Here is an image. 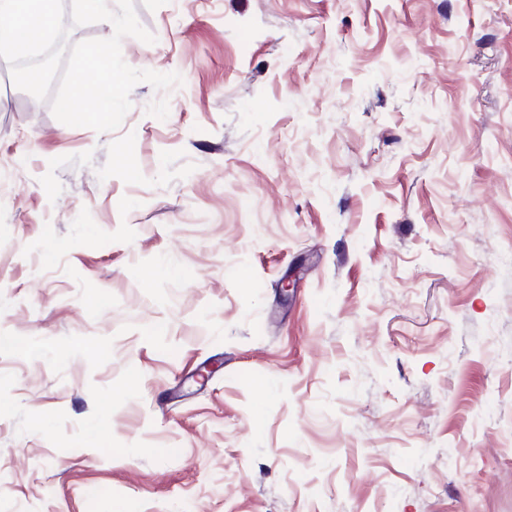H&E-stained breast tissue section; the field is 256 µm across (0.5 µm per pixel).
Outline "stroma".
Returning a JSON list of instances; mask_svg holds the SVG:
<instances>
[{
	"mask_svg": "<svg viewBox=\"0 0 512 512\" xmlns=\"http://www.w3.org/2000/svg\"><path fill=\"white\" fill-rule=\"evenodd\" d=\"M134 3L0 59V512H512V0Z\"/></svg>",
	"mask_w": 512,
	"mask_h": 512,
	"instance_id": "35a3bbf8",
	"label": "stroma"
}]
</instances>
